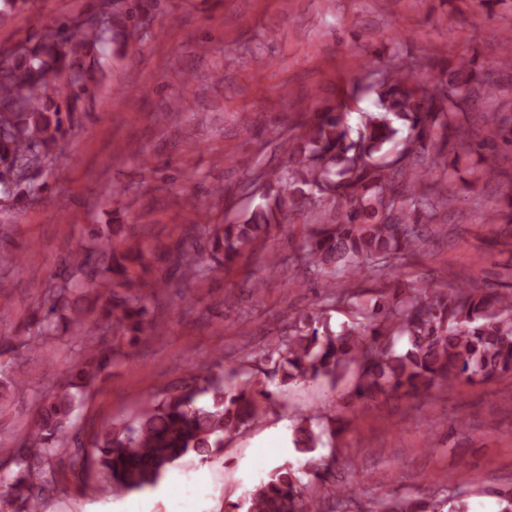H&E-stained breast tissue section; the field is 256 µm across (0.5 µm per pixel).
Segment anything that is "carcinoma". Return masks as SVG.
Returning a JSON list of instances; mask_svg holds the SVG:
<instances>
[{
    "instance_id": "obj_1",
    "label": "carcinoma",
    "mask_w": 512,
    "mask_h": 512,
    "mask_svg": "<svg viewBox=\"0 0 512 512\" xmlns=\"http://www.w3.org/2000/svg\"><path fill=\"white\" fill-rule=\"evenodd\" d=\"M111 34V21L98 28L78 15L0 51V106H12L0 111V212L28 205L27 182L59 162L60 142L86 91L77 77L84 55ZM500 44L497 64L511 71L512 31ZM362 90L374 109L353 123L352 103ZM498 92L474 58L422 64L395 45L374 52L335 100L314 102L298 131L280 143L284 168L256 176L260 202L231 222L193 226L177 260L183 276L202 280L231 269L292 215L307 214L313 230L297 261L322 281L324 302L288 314L285 331L246 358L248 369L200 367L154 393L135 415L112 419L94 434L85 468L106 478L114 495L154 487L182 458L208 457L224 448V436L265 419L276 400L272 387L321 380L334 386L352 365L359 377L351 397L362 402L512 373V276L483 291L391 280L395 263L418 249L423 230L457 200L465 182L461 160L476 154L480 178L497 176L499 148L512 145V116L475 127L459 115ZM199 240L206 250L196 249ZM145 254L128 237L77 245L30 319L0 336L2 405L24 384L16 356L71 341L89 315L97 330L75 342L78 358L44 393L19 447L3 449L9 466L0 470V512H37L58 489V448L75 426L76 408L112 364L115 345L161 330L149 308L158 297L157 284L144 275ZM87 290L100 304L82 310L76 303ZM335 306L350 319L334 330L328 310ZM348 424L334 413L303 416L293 424L294 449L312 453L325 445L324 435L334 438ZM329 470L321 458L304 469L287 461L227 512H350L357 499L346 493L348 484L308 494L304 477L323 480ZM379 512L470 510L464 493L436 490Z\"/></svg>"
}]
</instances>
